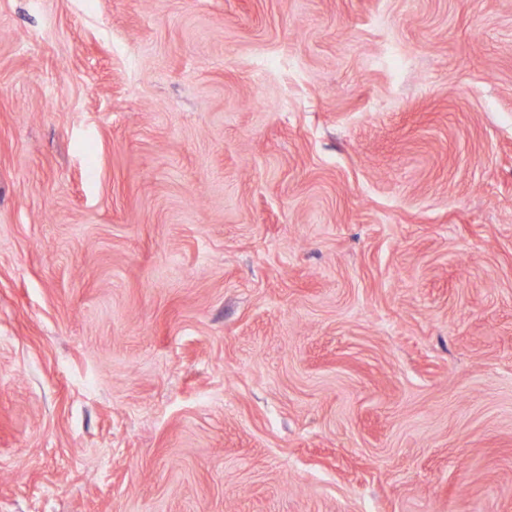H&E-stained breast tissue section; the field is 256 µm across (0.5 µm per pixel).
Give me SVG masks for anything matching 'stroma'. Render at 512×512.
<instances>
[{
	"mask_svg": "<svg viewBox=\"0 0 512 512\" xmlns=\"http://www.w3.org/2000/svg\"><path fill=\"white\" fill-rule=\"evenodd\" d=\"M0 512H512V0H0Z\"/></svg>",
	"mask_w": 512,
	"mask_h": 512,
	"instance_id": "1",
	"label": "stroma"
}]
</instances>
